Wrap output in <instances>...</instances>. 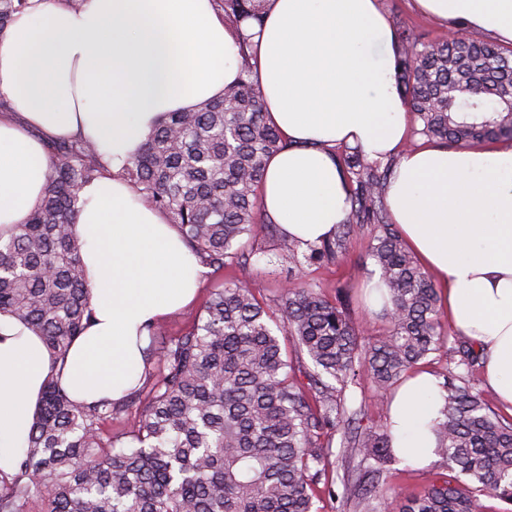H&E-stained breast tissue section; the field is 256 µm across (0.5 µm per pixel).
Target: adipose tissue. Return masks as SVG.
Segmentation results:
<instances>
[{"instance_id":"obj_1","label":"adipose tissue","mask_w":512,"mask_h":512,"mask_svg":"<svg viewBox=\"0 0 512 512\" xmlns=\"http://www.w3.org/2000/svg\"><path fill=\"white\" fill-rule=\"evenodd\" d=\"M444 24L512 43V0H416ZM0 32V230L41 203L51 139L97 143L108 170L81 191L74 226L92 285L91 321L63 362L19 320L0 315V471L12 472L42 386L121 402L144 379L146 325L192 305L207 268L164 213L135 198L122 168L168 113L223 94L239 44L213 0H30ZM263 27L243 23L266 119L286 146L266 161L263 215L314 243L350 205L333 146L393 156L394 223L435 277L448 319L485 360V382L512 407V143L496 149L406 148L409 114L392 77V23L381 0H266ZM437 378L411 373L389 405L395 455L436 459Z\"/></svg>"}]
</instances>
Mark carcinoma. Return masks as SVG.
I'll return each mask as SVG.
<instances>
[{
    "mask_svg": "<svg viewBox=\"0 0 512 512\" xmlns=\"http://www.w3.org/2000/svg\"><path fill=\"white\" fill-rule=\"evenodd\" d=\"M27 6L0 0V30ZM218 7L235 28L263 24L264 0ZM456 32L463 38L439 41L396 23L393 77L413 136L450 149L512 140V46L474 39L462 21ZM253 69L241 51L239 81L191 111L169 113L123 169L135 196L178 225L208 267L233 265L241 278L215 289L183 334L147 326L148 373L121 403L79 402L48 380L17 469L0 472V512H315L319 495L340 503L338 512H486L485 497L512 505V416L476 382L482 352L446 336L439 291L391 220L385 189L395 158L332 148L347 220L319 243L280 244L299 271L337 266L354 234L372 228L369 257L390 297L382 333L360 340L343 286L329 299L295 277L266 301L247 285L252 262L241 240L262 228L276 236V225L264 223L259 185L266 160L287 146L265 121ZM47 153L41 204L0 234V315L24 323L62 360L90 320L84 243L73 227L80 192L103 164L89 139L51 141ZM432 355L448 369L433 421L436 454L470 484L430 471L418 492L387 491L399 461L389 427L359 420L341 444L360 460L336 493L332 434L354 420L342 388L366 378L375 403L387 406L390 391ZM305 358L314 371L301 370ZM134 402L139 416L104 433Z\"/></svg>",
    "mask_w": 512,
    "mask_h": 512,
    "instance_id": "1",
    "label": "carcinoma"
}]
</instances>
